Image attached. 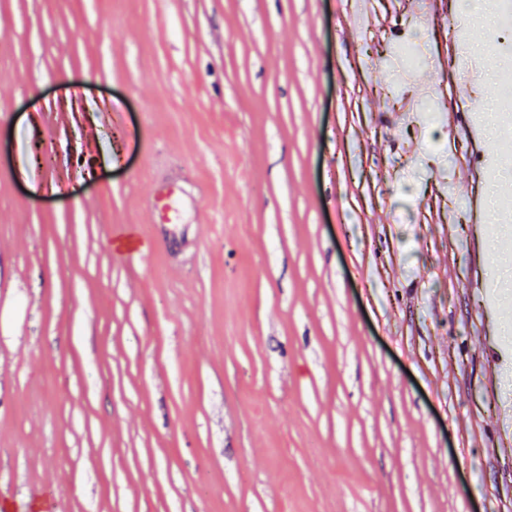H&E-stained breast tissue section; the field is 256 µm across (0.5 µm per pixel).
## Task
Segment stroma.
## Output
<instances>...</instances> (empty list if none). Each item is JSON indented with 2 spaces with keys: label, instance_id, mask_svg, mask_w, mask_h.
<instances>
[{
  "label": "stroma",
  "instance_id": "35a3bbf8",
  "mask_svg": "<svg viewBox=\"0 0 512 512\" xmlns=\"http://www.w3.org/2000/svg\"><path fill=\"white\" fill-rule=\"evenodd\" d=\"M0 0V491L60 512H512V67L400 72L398 0ZM434 88L400 120L404 85ZM188 199L179 224L155 186ZM216 216L197 221V206ZM131 225L142 254L113 253Z\"/></svg>",
  "mask_w": 512,
  "mask_h": 512
}]
</instances>
